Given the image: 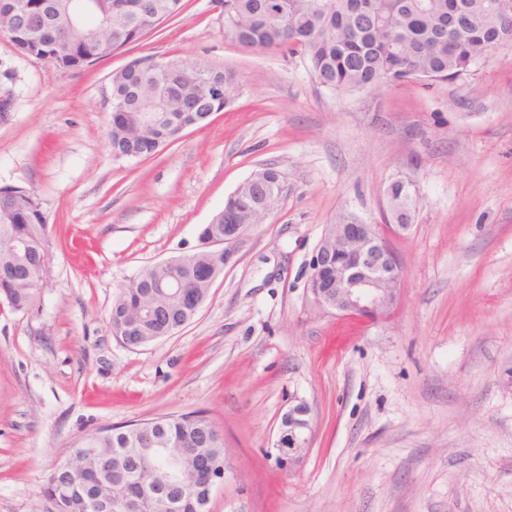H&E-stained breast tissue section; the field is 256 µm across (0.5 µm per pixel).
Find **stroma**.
I'll list each match as a JSON object with an SVG mask.
<instances>
[{
    "label": "stroma",
    "instance_id": "stroma-1",
    "mask_svg": "<svg viewBox=\"0 0 512 512\" xmlns=\"http://www.w3.org/2000/svg\"><path fill=\"white\" fill-rule=\"evenodd\" d=\"M74 70L0 34L15 108L0 187L34 191L51 229L32 307L0 299V512L88 432L203 411L224 437L210 512H512V46L467 74L378 91L320 87L299 55L224 37L219 0ZM136 59L232 73L229 105L154 155L108 147L110 76ZM262 166L283 194L180 332L111 335L120 287L196 251L204 224ZM419 199L393 247L397 307L366 324L322 309L309 261L328 225L381 223L386 190ZM311 410L288 466V409Z\"/></svg>",
    "mask_w": 512,
    "mask_h": 512
}]
</instances>
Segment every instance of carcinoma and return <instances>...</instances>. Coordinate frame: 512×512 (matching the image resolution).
Masks as SVG:
<instances>
[{"mask_svg": "<svg viewBox=\"0 0 512 512\" xmlns=\"http://www.w3.org/2000/svg\"><path fill=\"white\" fill-rule=\"evenodd\" d=\"M145 8L162 12L167 20L181 13L183 0H134ZM291 18L280 24L265 19L266 0H224V37L248 48H286L303 57L315 81L333 91H361L374 88L377 76L390 73L396 80L446 82L466 73L487 56L497 40H512V19L497 16L492 0H460L462 9L448 24V0H291ZM139 15L112 20V38L126 47L140 40ZM38 54L52 64L81 59L90 65L101 59L94 49L76 35L61 31L54 40L39 47ZM224 83L230 96L234 77L211 73L192 62L185 68L165 73L143 70L125 84L112 80V138L114 152H132L140 157L157 151L156 143H172L171 126L187 122L190 115L179 102L161 99L169 84H177L197 110L208 111L211 102L204 85ZM279 170H258L249 181L227 198L224 211L231 224H261L264 211L275 206ZM20 239L27 248L11 250L7 243ZM50 229L38 198L22 187L0 199V297L16 311L31 307L36 293L27 285L30 271L46 255ZM218 263L208 249L195 253L188 266L156 267L148 277L120 289L109 316V329L117 342L141 345L172 335L186 318V304L168 292L153 293L150 279L169 273L200 298H207L208 286L196 278V270ZM150 306L156 317L143 320V308ZM152 436L155 447L182 457V479L189 485L205 482L197 459H207L224 468V439L214 422L202 411L161 416L147 422L130 423L84 435L73 452L71 472L49 476L41 495L45 512H99L96 497L109 498V512H127L129 497L154 493L168 478L145 445Z\"/></svg>", "mask_w": 512, "mask_h": 512, "instance_id": "cac0c4a2", "label": "carcinoma"}]
</instances>
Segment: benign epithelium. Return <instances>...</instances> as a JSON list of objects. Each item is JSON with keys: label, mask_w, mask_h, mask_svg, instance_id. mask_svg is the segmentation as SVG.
I'll return each mask as SVG.
<instances>
[{"label": "benign epithelium", "mask_w": 512, "mask_h": 512, "mask_svg": "<svg viewBox=\"0 0 512 512\" xmlns=\"http://www.w3.org/2000/svg\"><path fill=\"white\" fill-rule=\"evenodd\" d=\"M49 7L45 0L29 3L27 0H0V29L11 34L22 30L26 34V46L13 44L14 50L24 56L31 55L29 46H37L43 39V28L38 17ZM56 20L83 38L95 39L108 54L112 50V20L96 18L93 0H70L65 9L55 10ZM179 67L174 60H141L129 62L123 69L136 72L150 69ZM12 85L0 83V105L6 111L0 114V122L9 120L14 107ZM414 208L388 206L382 224H331L327 233L336 235V246L319 243L309 261L311 271L309 288L316 303L327 310L365 319H375L397 301L403 277L402 267L392 247L389 234H400L411 226ZM249 224H233L224 232V263L201 271L211 281L224 272L236 257L244 242ZM309 409L299 405L288 412V444L278 442L281 462L290 461L292 454L304 444L305 431L309 429Z\"/></svg>", "instance_id": "1"}]
</instances>
